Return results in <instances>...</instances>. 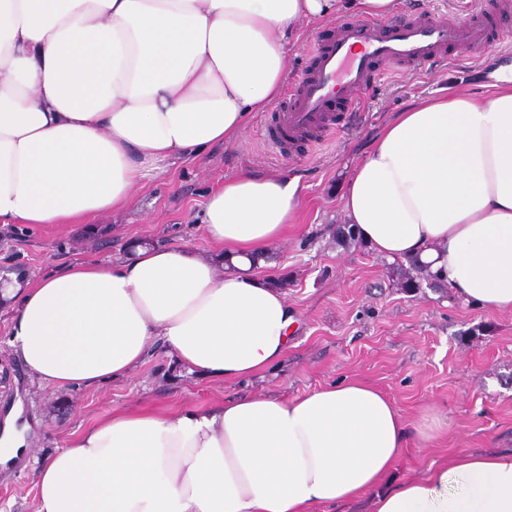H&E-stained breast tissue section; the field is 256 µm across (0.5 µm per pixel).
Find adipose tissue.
<instances>
[{"label":"adipose tissue","mask_w":512,"mask_h":512,"mask_svg":"<svg viewBox=\"0 0 512 512\" xmlns=\"http://www.w3.org/2000/svg\"><path fill=\"white\" fill-rule=\"evenodd\" d=\"M399 0H0V224H79L178 161L237 144L268 110L304 25ZM481 99L455 87L397 113L348 170L346 224L419 259L457 299L512 312V62ZM295 183L243 173L210 193L208 250L149 245L8 276L10 345L44 386L125 378L161 343L209 380L281 362L296 317L250 260L299 211ZM231 262L232 270L218 272ZM394 401L358 378L288 399L168 416L115 409L35 473L36 512H312L375 491L374 512H512V453L462 454L389 483Z\"/></svg>","instance_id":"adipose-tissue-1"}]
</instances>
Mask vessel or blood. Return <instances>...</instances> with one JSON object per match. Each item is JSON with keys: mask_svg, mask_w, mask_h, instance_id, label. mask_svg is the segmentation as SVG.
<instances>
[{"mask_svg": "<svg viewBox=\"0 0 512 512\" xmlns=\"http://www.w3.org/2000/svg\"><path fill=\"white\" fill-rule=\"evenodd\" d=\"M484 28L424 14L398 22L369 16L337 22L335 35L309 52L310 62L287 90L272 140L290 149L334 128L339 109H352L377 63L417 67L436 61L448 47L486 40Z\"/></svg>", "mask_w": 512, "mask_h": 512, "instance_id": "b4317fda", "label": "vessel or blood"}]
</instances>
